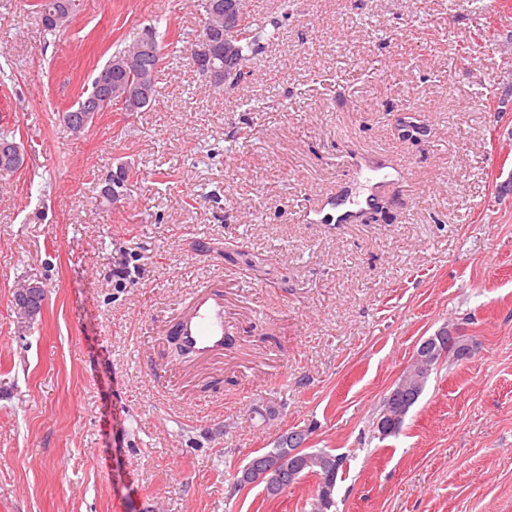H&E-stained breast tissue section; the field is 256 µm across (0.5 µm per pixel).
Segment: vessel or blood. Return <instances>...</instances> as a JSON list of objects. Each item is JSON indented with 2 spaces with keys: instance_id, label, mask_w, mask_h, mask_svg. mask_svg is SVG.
Listing matches in <instances>:
<instances>
[{
  "instance_id": "vessel-or-blood-1",
  "label": "vessel or blood",
  "mask_w": 512,
  "mask_h": 512,
  "mask_svg": "<svg viewBox=\"0 0 512 512\" xmlns=\"http://www.w3.org/2000/svg\"><path fill=\"white\" fill-rule=\"evenodd\" d=\"M182 345L190 353L210 358L224 349L227 335L224 321V299L202 289L193 296L178 322Z\"/></svg>"
}]
</instances>
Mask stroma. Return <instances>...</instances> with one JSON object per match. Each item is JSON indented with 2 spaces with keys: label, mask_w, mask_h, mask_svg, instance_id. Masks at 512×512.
I'll use <instances>...</instances> for the list:
<instances>
[{
  "label": "stroma",
  "mask_w": 512,
  "mask_h": 512,
  "mask_svg": "<svg viewBox=\"0 0 512 512\" xmlns=\"http://www.w3.org/2000/svg\"><path fill=\"white\" fill-rule=\"evenodd\" d=\"M35 2L0 0V127L26 158L0 185V512H309V479L227 491L282 429L348 455L337 512H512V0H289L286 17L249 0L282 25L241 96L188 64V0H82L56 37ZM149 23L154 106L74 134L63 112ZM122 163L125 204L97 206ZM372 176L369 207L331 219ZM23 281L47 291L29 324ZM205 286L235 343L172 360L167 331ZM447 324L472 358L442 362L379 438ZM446 341H448V328L444 327L420 343L408 366L418 362H424L427 365L441 362L446 354L445 349L442 350L443 347H446ZM428 368H430L429 365ZM434 368H436V367H432V369L430 371L416 369V368H414V369L405 368V370L400 378V381L397 383L396 386L400 387L401 389L408 390L407 393L409 395V397H408L409 401L407 404V410L404 412L403 417L401 418L402 413L404 411V407L401 406L400 404H398L396 401L397 400V394L395 393L396 390L393 393H391L390 396L388 397V400L386 399L387 406H386V402L382 406L383 410L382 409L381 410H382V412L384 411L382 414L383 417L380 419L381 413H382L381 412L378 420L380 419L379 426H382L385 429L394 430V431L390 434H384V432L379 427H376V429L379 432V438L384 439L385 437L396 435L399 433L402 423L404 421V417L406 416V414L408 413L410 408L418 401L419 397L422 395V393L425 389L426 383L428 381V378L431 375ZM400 418H401V420H400ZM399 420H400V422H399ZM398 422H399V424H398ZM396 425H397V427H396Z\"/></svg>",
  "instance_id": "stroma-1"
}]
</instances>
